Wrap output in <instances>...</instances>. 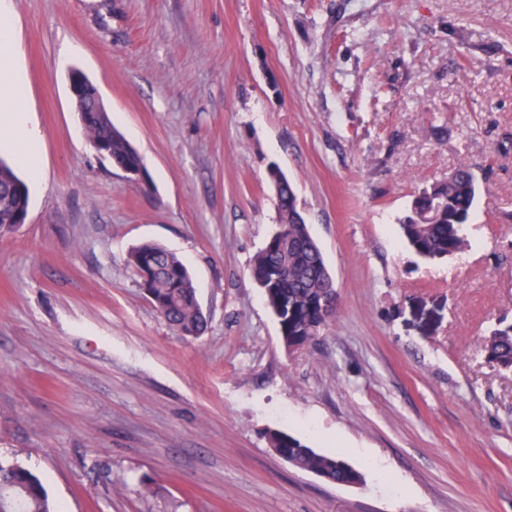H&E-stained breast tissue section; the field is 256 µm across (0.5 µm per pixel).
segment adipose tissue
Listing matches in <instances>:
<instances>
[{
    "label": "adipose tissue",
    "mask_w": 512,
    "mask_h": 512,
    "mask_svg": "<svg viewBox=\"0 0 512 512\" xmlns=\"http://www.w3.org/2000/svg\"><path fill=\"white\" fill-rule=\"evenodd\" d=\"M15 43L12 0H0V141L35 170L39 167L41 133L24 102Z\"/></svg>",
    "instance_id": "obj_1"
}]
</instances>
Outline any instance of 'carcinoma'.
<instances>
[{
    "label": "carcinoma",
    "instance_id": "obj_1",
    "mask_svg": "<svg viewBox=\"0 0 512 512\" xmlns=\"http://www.w3.org/2000/svg\"><path fill=\"white\" fill-rule=\"evenodd\" d=\"M90 140L108 147L109 160L118 168L144 165L137 148L112 121L97 112L82 113ZM268 178L278 181V224L255 255L250 269L268 306L277 318L288 347L311 344L333 321L337 292L322 251L310 235L296 207L294 189L276 165ZM478 183L472 168L459 165L448 177L423 187L399 220L400 236L424 260L459 254L471 246L465 233ZM29 186L0 160V235L17 228L15 218L29 207ZM126 263L169 327L184 337L196 338L207 319L186 265L163 245L144 242L131 248ZM481 349L487 361L512 372V322L500 319ZM269 447L288 457L299 470L313 472L336 484H357L360 473L338 456L316 452L295 436L270 431ZM0 512H58L41 479L22 463L0 459Z\"/></svg>",
    "mask_w": 512,
    "mask_h": 512
}]
</instances>
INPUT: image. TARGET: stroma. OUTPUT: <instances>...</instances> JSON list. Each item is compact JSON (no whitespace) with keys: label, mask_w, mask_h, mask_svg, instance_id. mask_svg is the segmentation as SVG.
I'll return each instance as SVG.
<instances>
[{"label":"stroma","mask_w":512,"mask_h":512,"mask_svg":"<svg viewBox=\"0 0 512 512\" xmlns=\"http://www.w3.org/2000/svg\"><path fill=\"white\" fill-rule=\"evenodd\" d=\"M40 171L0 236V458L64 512H512V0H13ZM99 88L149 185L94 151L69 91ZM480 191L452 257L398 220L462 163ZM337 289L288 349L255 254L269 164ZM154 241L208 316L176 334L125 262ZM280 430L360 484L278 458ZM151 479L144 493L142 479ZM481 349L487 361L500 370L512 372V322L499 319Z\"/></svg>","instance_id":"35a3bbf8"}]
</instances>
